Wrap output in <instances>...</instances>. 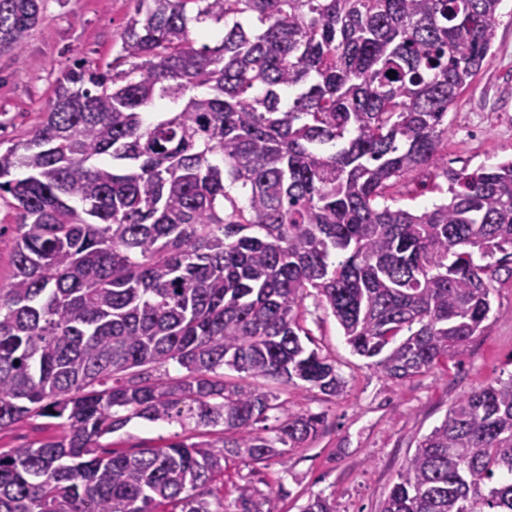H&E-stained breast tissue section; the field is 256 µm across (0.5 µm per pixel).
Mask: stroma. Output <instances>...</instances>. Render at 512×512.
Wrapping results in <instances>:
<instances>
[{
  "label": "stroma",
  "mask_w": 512,
  "mask_h": 512,
  "mask_svg": "<svg viewBox=\"0 0 512 512\" xmlns=\"http://www.w3.org/2000/svg\"><path fill=\"white\" fill-rule=\"evenodd\" d=\"M43 21L21 53L0 52V149L39 124L54 97L57 78L78 61L111 63L135 0H41ZM501 22L481 71L448 109V165L475 168L512 158V0L500 6ZM493 307L478 336L445 364L406 381H394L353 355L331 312L306 299L303 326L317 351L335 361L346 381L337 396L279 387L282 411L327 413L319 434L283 457L256 463L228 456L217 495L235 504L260 491L279 500L281 512H301L314 494L334 497L340 512H381L418 442L449 407L479 385L512 376V275L499 270ZM56 420L38 417L0 430V452L59 434ZM178 424L136 419L102 438L103 447L133 452L184 437Z\"/></svg>",
  "instance_id": "stroma-1"
}]
</instances>
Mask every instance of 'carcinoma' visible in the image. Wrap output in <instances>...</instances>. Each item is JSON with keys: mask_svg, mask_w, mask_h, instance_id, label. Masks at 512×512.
<instances>
[{"mask_svg": "<svg viewBox=\"0 0 512 512\" xmlns=\"http://www.w3.org/2000/svg\"><path fill=\"white\" fill-rule=\"evenodd\" d=\"M501 2L136 0L112 63L68 70L0 151L18 216L0 430L63 429L0 453V512H279L262 493L231 509L211 486L224 449L268 461L324 426L290 412L260 432L280 409L271 385L343 390L300 337L307 298L396 381L481 332L496 271L475 257H512V159L448 167L447 115ZM39 21L38 0H0V51L22 52ZM205 24L223 32L197 48ZM416 174L446 199L389 204ZM171 363L185 374L152 375ZM134 418L203 439L100 446ZM302 512L340 510L318 494ZM382 512H512V377L452 404Z\"/></svg>", "mask_w": 512, "mask_h": 512, "instance_id": "obj_1", "label": "carcinoma"}]
</instances>
